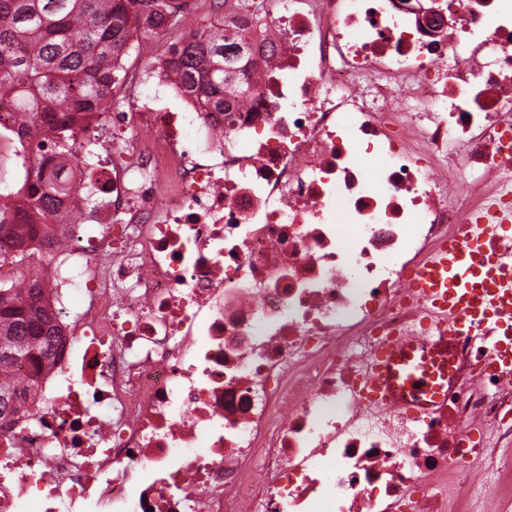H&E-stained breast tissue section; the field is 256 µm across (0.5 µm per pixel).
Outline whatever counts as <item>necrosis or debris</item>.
Wrapping results in <instances>:
<instances>
[{
	"label": "necrosis or debris",
	"instance_id": "4bbe7bcc",
	"mask_svg": "<svg viewBox=\"0 0 512 512\" xmlns=\"http://www.w3.org/2000/svg\"><path fill=\"white\" fill-rule=\"evenodd\" d=\"M251 40L238 111L166 78L74 126L97 203L39 270L66 339L0 431V512H512L492 328L442 339L411 286L482 220L512 279V0H264ZM406 340L449 358L423 413L367 386Z\"/></svg>",
	"mask_w": 512,
	"mask_h": 512
}]
</instances>
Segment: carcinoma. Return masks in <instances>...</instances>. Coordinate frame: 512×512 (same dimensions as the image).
Instances as JSON below:
<instances>
[{"mask_svg": "<svg viewBox=\"0 0 512 512\" xmlns=\"http://www.w3.org/2000/svg\"><path fill=\"white\" fill-rule=\"evenodd\" d=\"M254 0H237V8L190 31L163 51L165 70L178 79L182 92L205 112H234L249 96L251 55L224 58L227 41L247 46L256 13ZM188 0H0V97L12 100L17 136L37 127L53 132L55 155L28 163L27 198L11 210L8 187L0 192V264L19 265L26 253L16 244L53 243L49 219L62 215L73 184L76 145L73 124L79 112H100L116 97L121 84L119 61L142 44L177 25ZM41 285L32 276L24 283L0 279V321L25 340L21 356L0 360V374L20 363L31 367L27 385L17 389L0 381L24 409L39 386L45 363L55 356V329L42 312Z\"/></svg>", "mask_w": 512, "mask_h": 512, "instance_id": "obj_1", "label": "carcinoma"}]
</instances>
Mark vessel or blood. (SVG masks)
<instances>
[{
	"instance_id": "1",
	"label": "vessel or blood",
	"mask_w": 512,
	"mask_h": 512,
	"mask_svg": "<svg viewBox=\"0 0 512 512\" xmlns=\"http://www.w3.org/2000/svg\"><path fill=\"white\" fill-rule=\"evenodd\" d=\"M411 284L435 305L447 308L455 328L512 313V286L504 282L498 260L488 254L479 236L464 242L449 239L415 271ZM487 356L507 365L512 360V338L490 337ZM447 372V360L439 352L408 345L384 356L377 388L405 400L411 411L422 412L441 400L437 378Z\"/></svg>"
}]
</instances>
